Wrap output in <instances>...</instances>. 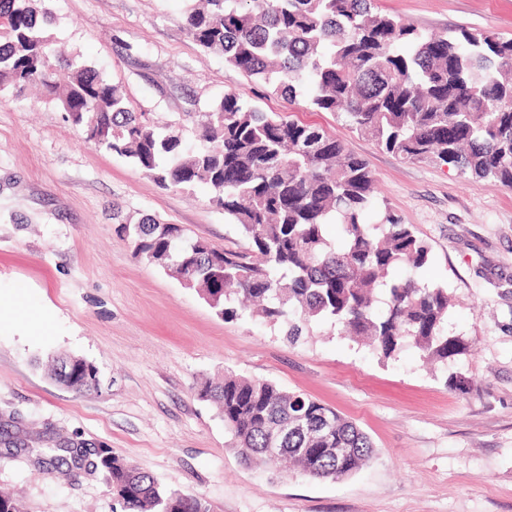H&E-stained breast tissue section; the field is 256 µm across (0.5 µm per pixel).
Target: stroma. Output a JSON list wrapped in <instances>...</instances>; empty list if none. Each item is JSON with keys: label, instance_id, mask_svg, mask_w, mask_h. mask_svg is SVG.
Returning <instances> with one entry per match:
<instances>
[{"label": "stroma", "instance_id": "obj_1", "mask_svg": "<svg viewBox=\"0 0 512 512\" xmlns=\"http://www.w3.org/2000/svg\"><path fill=\"white\" fill-rule=\"evenodd\" d=\"M64 58L119 85L160 129H190L233 92L322 127L376 180L390 210L431 248L418 277L452 297L449 334L470 344L447 364L406 346L382 359L334 325L297 343L259 319L224 320L195 290L136 258L113 215L177 224L219 249L248 242L207 189H161L97 149L36 92L0 91V492L24 512H120L102 469L49 470L41 449L107 448L210 512H512V190L434 162H410L339 115L280 95L204 52L190 0H38ZM422 32L464 25L512 37V0H377ZM43 327L29 334L21 305ZM93 363L91 390L58 384L51 356ZM305 393L353 421L375 455L339 481L246 464L197 386L225 370ZM461 376L462 393L447 380Z\"/></svg>", "mask_w": 512, "mask_h": 512}]
</instances>
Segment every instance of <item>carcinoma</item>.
Wrapping results in <instances>:
<instances>
[{
  "label": "carcinoma",
  "instance_id": "carcinoma-1",
  "mask_svg": "<svg viewBox=\"0 0 512 512\" xmlns=\"http://www.w3.org/2000/svg\"><path fill=\"white\" fill-rule=\"evenodd\" d=\"M34 0H0V90L42 87L71 123L98 130L95 146L130 159L163 189L206 187L248 240L246 253L192 239L177 224H126L135 256L199 288L218 316H256L295 341L312 321H334L388 359L410 340L427 360L467 350L446 331L450 296L421 283L428 244L391 211L371 224L374 176L321 128L262 111L226 93L195 122V146L159 130L94 68L50 64L47 13ZM205 51L264 82L293 104L345 115L379 148L446 165L512 188V38L456 27L424 34L375 0H198L184 18ZM339 224L338 243L325 234ZM405 270L406 276L399 275ZM68 387L94 388L98 370L70 356ZM198 395L218 405L244 460L282 461L312 480H342L374 456L370 437L336 409L271 381L229 369ZM279 442V455L266 448ZM336 448H352L338 457ZM123 512H209L195 495L167 489L135 463L98 452Z\"/></svg>",
  "mask_w": 512,
  "mask_h": 512
}]
</instances>
